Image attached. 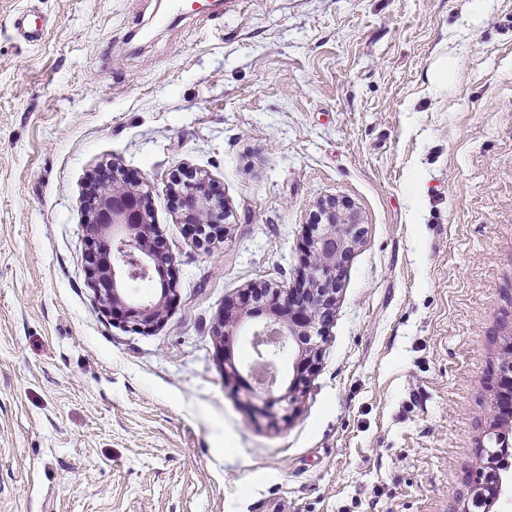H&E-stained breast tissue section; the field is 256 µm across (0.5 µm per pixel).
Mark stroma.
I'll return each mask as SVG.
<instances>
[{
	"instance_id": "1",
	"label": "stroma",
	"mask_w": 512,
	"mask_h": 512,
	"mask_svg": "<svg viewBox=\"0 0 512 512\" xmlns=\"http://www.w3.org/2000/svg\"><path fill=\"white\" fill-rule=\"evenodd\" d=\"M42 16L40 44L13 27ZM512 0H0V512H465L512 338ZM142 183L176 300L112 320L89 181ZM207 178L204 240L170 187ZM346 261L290 417L225 379L220 322Z\"/></svg>"
}]
</instances>
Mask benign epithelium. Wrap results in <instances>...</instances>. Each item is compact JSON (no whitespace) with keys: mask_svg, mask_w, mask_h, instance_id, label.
<instances>
[{"mask_svg":"<svg viewBox=\"0 0 512 512\" xmlns=\"http://www.w3.org/2000/svg\"><path fill=\"white\" fill-rule=\"evenodd\" d=\"M119 174L94 185L89 193V231L85 264L96 297L103 308L116 318L131 324V328L144 331L163 317L166 308L175 300L173 282L165 283L159 300L125 299L122 292L126 284L154 272H163L171 264L163 239L151 223L146 208L147 192L139 186L119 184ZM175 198L181 209L182 223L199 229L211 228L224 222V208L206 183L192 175H176ZM347 204L325 199L313 214L312 231L306 244L307 272L295 286L288 289L253 288L245 297L241 309L230 304L224 310V321L236 320L241 314L252 315L254 309L265 312V321L251 336L256 361L269 366L271 379L261 380L250 366L251 381H246L238 369L229 345V337L222 333L224 369L233 375L241 387L261 401L252 405L255 413L268 415L275 403L284 402L290 411L295 393L306 382L313 370L322 337V325L330 318L340 287L339 271L352 250L357 234L355 215L345 213ZM298 350L292 365V378L283 394L274 396L280 387L275 360L289 348ZM501 386L495 400L494 422L488 430V446L484 447L487 463L494 460V448L509 451L512 443L502 435L498 416L512 410V345L501 359ZM494 484L477 486L472 498L484 505L488 512L503 499L512 501V475L497 470L489 472Z\"/></svg>","mask_w":512,"mask_h":512,"instance_id":"benign-epithelium-1","label":"benign epithelium"}]
</instances>
